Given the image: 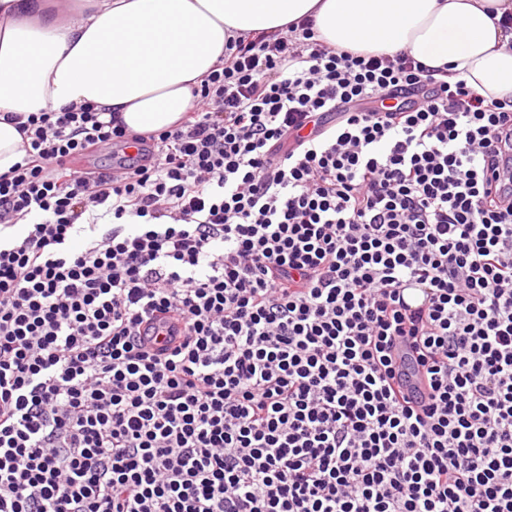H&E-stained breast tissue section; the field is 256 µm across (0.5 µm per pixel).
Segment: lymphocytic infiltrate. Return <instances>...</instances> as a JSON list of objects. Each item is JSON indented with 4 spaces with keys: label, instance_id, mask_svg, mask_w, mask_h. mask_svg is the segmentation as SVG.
<instances>
[{
    "label": "lymphocytic infiltrate",
    "instance_id": "obj_1",
    "mask_svg": "<svg viewBox=\"0 0 512 512\" xmlns=\"http://www.w3.org/2000/svg\"><path fill=\"white\" fill-rule=\"evenodd\" d=\"M193 94L7 117L0 512H512V109L308 16Z\"/></svg>",
    "mask_w": 512,
    "mask_h": 512
}]
</instances>
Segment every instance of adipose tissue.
<instances>
[{"label":"adipose tissue","mask_w":512,"mask_h":512,"mask_svg":"<svg viewBox=\"0 0 512 512\" xmlns=\"http://www.w3.org/2000/svg\"><path fill=\"white\" fill-rule=\"evenodd\" d=\"M512 0H0V174L22 161L4 113L90 104L137 134L162 130L224 59L229 33L273 31L313 16L333 48L409 49L448 68L487 100L512 104Z\"/></svg>","instance_id":"ef3b65f1"}]
</instances>
